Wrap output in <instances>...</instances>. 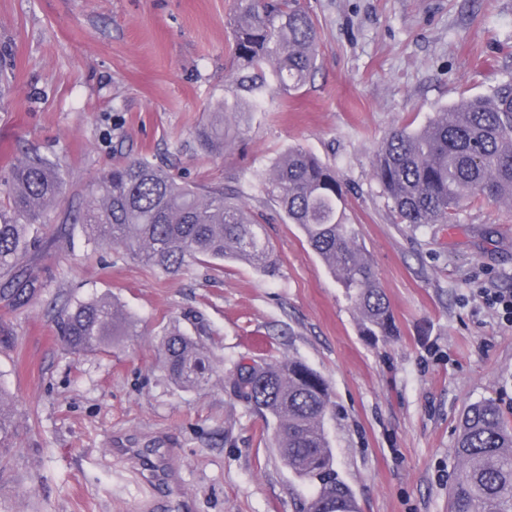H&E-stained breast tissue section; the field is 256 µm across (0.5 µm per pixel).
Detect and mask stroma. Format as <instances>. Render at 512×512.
<instances>
[{
    "label": "stroma",
    "mask_w": 512,
    "mask_h": 512,
    "mask_svg": "<svg viewBox=\"0 0 512 512\" xmlns=\"http://www.w3.org/2000/svg\"><path fill=\"white\" fill-rule=\"evenodd\" d=\"M299 2L319 29L317 72L283 100L234 82L233 0H0V177L36 153L64 178L49 224L31 230L23 298L0 301V391L17 427L0 512H154L125 448L172 449L192 512H305L312 486L229 389L243 357L293 358L327 381L325 431L359 512H448L464 409L489 399L512 425V323L482 298L512 291V210L481 199L456 224H403L372 173L393 128L512 86V0ZM222 107L231 137L214 156L194 133ZM294 147L347 182L396 336H361L342 288L264 194ZM135 157L238 193L278 274L228 259L165 276L89 241L79 207ZM91 298L117 302L137 333L74 355L61 315ZM175 328L208 349L203 389L168 378L161 342Z\"/></svg>",
    "instance_id": "obj_1"
}]
</instances>
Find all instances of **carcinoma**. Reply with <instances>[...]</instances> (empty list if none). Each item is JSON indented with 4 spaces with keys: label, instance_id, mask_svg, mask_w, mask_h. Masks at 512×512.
Here are the masks:
<instances>
[{
    "label": "carcinoma",
    "instance_id": "obj_1",
    "mask_svg": "<svg viewBox=\"0 0 512 512\" xmlns=\"http://www.w3.org/2000/svg\"><path fill=\"white\" fill-rule=\"evenodd\" d=\"M232 61L251 91L265 72L272 91L286 98L317 69L319 31L296 0H235ZM224 112L210 113L196 139L210 152L224 150ZM373 177L400 223L457 224L462 202L489 197L512 200V89L491 98L469 97L424 126L392 129L373 157ZM64 179L47 159L34 155L11 167L0 181L8 206L0 209V294L9 287L30 247L29 230L48 223L60 203ZM268 198L302 230L312 250L354 305L360 333L372 340L393 336L389 302L358 234L346 216V186L315 155L294 148L278 159L264 181ZM78 220L97 244L121 248L163 275L191 263L236 259L269 275L278 266L259 221L237 195L222 187L189 185L145 158L130 159L102 173L82 204ZM137 322L104 298L78 301L63 319V338L73 353L95 351L136 334ZM161 351L170 380L202 389L211 379L204 345L178 329ZM232 393L253 411L276 422L279 455L315 492L307 512H357L350 487L340 478L324 431L331 408L328 384L300 360L239 362ZM16 427L0 396V458L9 452ZM455 456L460 462L448 489V512H512V427L491 400L473 403L461 418Z\"/></svg>",
    "mask_w": 512,
    "mask_h": 512
}]
</instances>
